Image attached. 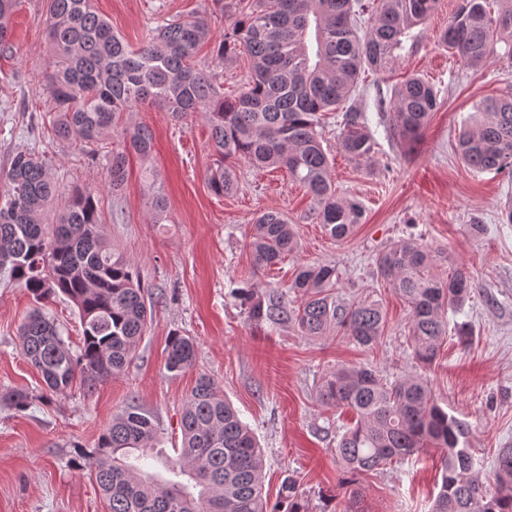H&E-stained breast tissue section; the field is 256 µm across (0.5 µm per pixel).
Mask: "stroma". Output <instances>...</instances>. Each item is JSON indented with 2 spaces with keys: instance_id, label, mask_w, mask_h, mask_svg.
<instances>
[{
  "instance_id": "35a3bbf8",
  "label": "stroma",
  "mask_w": 512,
  "mask_h": 512,
  "mask_svg": "<svg viewBox=\"0 0 512 512\" xmlns=\"http://www.w3.org/2000/svg\"><path fill=\"white\" fill-rule=\"evenodd\" d=\"M93 3L114 32L136 45L162 19L194 12L209 15L213 42L220 41L231 15L247 0ZM458 3L440 0L390 71L362 73L355 97L377 141L369 160L354 161L338 151L341 115H325L336 192L364 210L361 223L338 241L316 223L311 196L285 171L239 163L236 190L214 195L208 176L215 156L202 112L177 117L144 105L125 113L123 125L150 127L154 145L148 155H132L126 182L112 189L104 154L86 157L52 135V104L44 90L51 56L45 0H20L12 48L0 52V177L15 153L35 150L52 161L59 201L92 190L101 229L136 267L152 319L125 372L93 393L75 387L46 400L41 376L18 342L32 299L0 275V391L20 389L34 397L22 413L0 403V512H107L94 475L75 468L73 460L78 448L95 447L113 416L134 399L155 415L162 431L148 469L160 480L172 479L180 417L202 373L213 377L254 430L265 457L264 493L276 498L282 482L294 478L307 512H334L345 493L335 448L354 417L317 402L323 377L339 366H369L390 383L425 373L438 403L469 424L477 466L492 476L499 449L512 448V224L503 221L512 203V173L465 166L455 138L476 101L512 93V57L500 54L467 68L443 47L439 34ZM412 75L435 85L439 107L409 146L391 113L377 111L374 100ZM156 187L166 200L162 224L153 223L147 206ZM267 211L288 216L297 249L257 272L246 242L251 224ZM405 237L435 252L438 277H447L453 265L473 279L469 301L449 316L451 326L464 328L467 342L449 334L437 362L424 370L407 340L408 307L376 273L377 253ZM320 263L336 266L338 299L375 300L383 307L386 324L375 349L336 334L309 337L293 325L248 320L239 289L274 290L297 303L301 297L290 288L295 269ZM175 332L195 338L198 349L195 368L177 375L165 367L166 343ZM439 468L430 450L358 476L367 512H430Z\"/></svg>"
}]
</instances>
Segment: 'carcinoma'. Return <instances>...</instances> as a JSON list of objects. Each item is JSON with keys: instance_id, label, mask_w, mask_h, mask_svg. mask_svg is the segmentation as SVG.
<instances>
[{"instance_id": "cac0c4a2", "label": "carcinoma", "mask_w": 512, "mask_h": 512, "mask_svg": "<svg viewBox=\"0 0 512 512\" xmlns=\"http://www.w3.org/2000/svg\"><path fill=\"white\" fill-rule=\"evenodd\" d=\"M460 0L440 42L467 66L479 67L504 44L512 56V0ZM52 57L45 79L56 112L54 136L94 156L118 129L123 113L142 104L175 115L205 111L217 155L208 187L217 196L237 188L235 165L284 169L312 194L317 218L336 240L347 238L363 217L361 205L340 197L330 179L329 159L318 130L323 112H342L339 149L354 160L374 153L375 139L363 108L352 101L361 73L385 72L413 29L426 23L439 0H256L224 29L215 49L219 61L249 57L250 76L238 95L227 98L213 70L196 67L198 49L211 40L205 15L163 21L132 49L112 31L93 0H46ZM19 0H0V50L10 49L11 17ZM438 91L411 77L378 96L380 112L393 114L403 141L419 139L437 111ZM125 147L108 150L112 188L126 177L129 151L146 155L153 134L144 126L122 129ZM455 151L478 171L512 168V96L487 97L473 106L471 123L460 131ZM50 160L17 153L0 193V270L25 288L34 308L19 329L21 353L40 372L47 390L63 392L78 382L90 392L121 373L136 354L152 310L135 266L101 232L95 196L78 191L50 223L58 195ZM249 246L254 265L268 268L296 247L292 224L279 212L261 214ZM434 256L408 238L376 259L377 274L403 299L410 314L409 339L419 364L437 359L448 335L447 311L471 297V277L461 268L448 279L432 275ZM332 264L302 265L291 287L302 292L295 306L272 290L241 289L248 319L255 324H294L305 336L334 328L364 349L384 333L386 316L375 301L336 299ZM64 296L78 308L82 345L71 351L43 311ZM166 368L181 373L195 365L190 336L169 337ZM25 411L32 397L24 390L0 397ZM327 408L355 416L336 446L346 473L357 476L427 449L439 453L441 483L431 512H512V448L497 453L493 481H484L468 447L467 422L445 411L432 397L428 380L415 376L388 384L370 367L338 368L318 388ZM181 449L172 470L190 483H159L126 464L133 450L155 447L154 416L132 401L100 435L96 447L81 451L79 468L91 467L109 512H306L296 481L286 479L272 503L263 493V455L253 430L202 374L181 416ZM363 492L347 490L343 512H364Z\"/></svg>"}]
</instances>
